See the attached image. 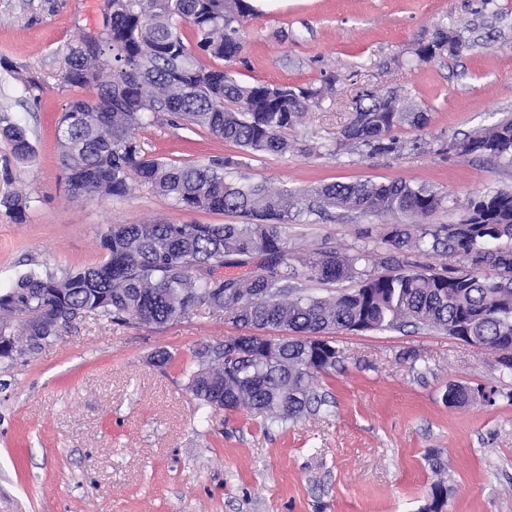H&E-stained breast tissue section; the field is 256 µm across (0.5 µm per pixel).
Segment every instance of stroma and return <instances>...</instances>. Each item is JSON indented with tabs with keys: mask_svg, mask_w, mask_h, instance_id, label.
Wrapping results in <instances>:
<instances>
[{
	"mask_svg": "<svg viewBox=\"0 0 512 512\" xmlns=\"http://www.w3.org/2000/svg\"><path fill=\"white\" fill-rule=\"evenodd\" d=\"M244 41L227 68L243 82L319 88L295 134L307 152L246 156L167 113L137 133L148 157L172 164L241 160L238 175L275 187L405 180L445 197L428 218L454 224L477 194L512 189V160L460 154L452 141L512 116V0H249ZM102 0H0V111L29 130L37 160L0 139V196L23 190L24 221L0 209V291L28 271L63 272L104 259L115 224H227L230 214L185 211L148 188L122 199H71L56 128L67 102L61 53L100 25ZM466 43L416 64L438 26ZM38 76L32 98L15 72ZM395 94L425 129L393 130L399 153L371 155L344 128L367 95ZM390 217L332 209L311 216L294 256L354 253ZM227 315L201 310L165 325L88 314L50 342L0 361V512H421L443 481L442 512H512V373L496 354L427 327L340 331L335 369L316 385L327 403L285 426L261 414L199 410L183 368L202 343L239 335ZM165 350L173 360L152 361ZM497 391L493 404L444 403L449 384Z\"/></svg>",
	"mask_w": 512,
	"mask_h": 512,
	"instance_id": "35a3bbf8",
	"label": "stroma"
}]
</instances>
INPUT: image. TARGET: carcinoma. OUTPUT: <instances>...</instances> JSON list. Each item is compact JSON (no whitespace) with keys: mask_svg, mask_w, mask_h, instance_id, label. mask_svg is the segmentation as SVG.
Segmentation results:
<instances>
[{"mask_svg":"<svg viewBox=\"0 0 512 512\" xmlns=\"http://www.w3.org/2000/svg\"><path fill=\"white\" fill-rule=\"evenodd\" d=\"M110 37L85 64V37L62 54V84L96 90L73 98L57 125L62 178L75 200L126 197L133 183L186 211L235 214L238 224H116L100 237L102 263L62 275L30 271L0 293V359L12 360L22 346L10 326L17 312L31 314L27 337L47 341L80 314L106 320L135 314L163 325L199 309L232 316L247 329L219 345L201 343L185 368L186 390L200 409L234 411L250 407L270 425L296 421L319 409L317 378L336 367L339 351L331 334L412 325L450 336H479L499 363L512 370V190L475 195L457 224H392L372 246L352 255L318 248L293 263L289 244L295 225L329 209L362 215L425 218L444 197L424 184L403 180L327 183L297 191L229 178L240 162L231 157L210 165H176L149 159L137 131L159 112L208 130L244 153L286 154L306 150L286 133L300 123L317 92L302 87L247 84L222 67H209L189 49L179 25L192 28L197 48L227 62L242 51L236 17L252 11L247 0H112ZM445 27L420 45L415 56L428 62L453 49ZM428 123L424 112H390L371 99L346 127L347 142L371 155L400 150L392 129ZM0 136L21 162L35 160L27 128L0 113ZM468 154L512 158V119L496 122L451 144ZM79 154L83 171L70 174ZM27 197L0 198V207L21 221ZM452 254L460 267L427 272L404 264L394 253L427 250ZM384 272L367 270L377 252ZM248 275H218L225 267H246ZM355 280L357 287L328 298L307 295L303 283ZM247 297L248 306L241 305ZM281 331L273 338L265 332ZM448 406L471 401L467 387L450 384Z\"/></svg>","mask_w":512,"mask_h":512,"instance_id":"carcinoma-1","label":"carcinoma"}]
</instances>
